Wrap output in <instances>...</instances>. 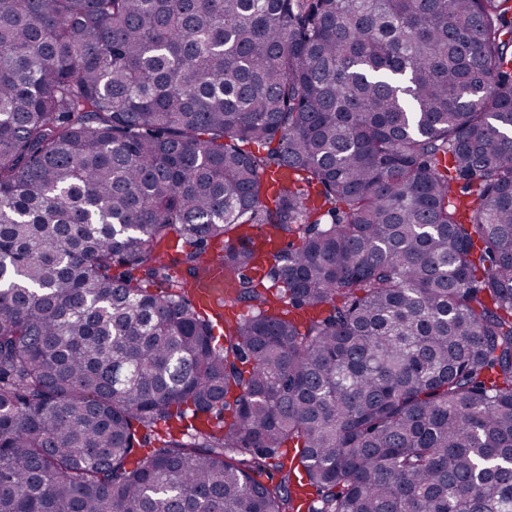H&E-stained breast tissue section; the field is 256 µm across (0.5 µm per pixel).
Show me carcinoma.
I'll return each mask as SVG.
<instances>
[{
	"mask_svg": "<svg viewBox=\"0 0 512 512\" xmlns=\"http://www.w3.org/2000/svg\"><path fill=\"white\" fill-rule=\"evenodd\" d=\"M0 512H512V0H0ZM194 295L198 305L204 309H212L214 305L224 304V266L213 261L208 266L204 279L195 285Z\"/></svg>",
	"mask_w": 512,
	"mask_h": 512,
	"instance_id": "cac0c4a2",
	"label": "carcinoma"
}]
</instances>
